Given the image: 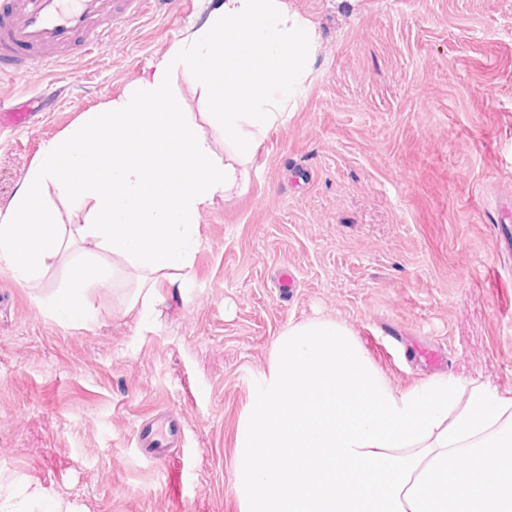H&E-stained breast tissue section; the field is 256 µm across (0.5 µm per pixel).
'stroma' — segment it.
Listing matches in <instances>:
<instances>
[{
    "label": "stroma",
    "mask_w": 512,
    "mask_h": 512,
    "mask_svg": "<svg viewBox=\"0 0 512 512\" xmlns=\"http://www.w3.org/2000/svg\"><path fill=\"white\" fill-rule=\"evenodd\" d=\"M224 0H147L110 44L0 80V99L60 92L54 111L0 132V211L40 147L159 60ZM321 45L297 108L244 191L200 218V244L156 315L105 290L85 328L0 271V472L79 512H239L234 436L288 321L345 323L400 388L445 373L512 396V0H287ZM296 277L279 294L281 269ZM165 409L182 476L139 454L135 426Z\"/></svg>",
    "instance_id": "35a3bbf8"
}]
</instances>
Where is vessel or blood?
I'll use <instances>...</instances> for the list:
<instances>
[{
	"instance_id": "1",
	"label": "vessel or blood",
	"mask_w": 512,
	"mask_h": 512,
	"mask_svg": "<svg viewBox=\"0 0 512 512\" xmlns=\"http://www.w3.org/2000/svg\"><path fill=\"white\" fill-rule=\"evenodd\" d=\"M143 0H0V78L24 72L35 61L105 47L114 25L138 12ZM29 109L11 108L0 99V129L29 123ZM180 422L162 413L141 420L136 441L152 464H166L167 450L183 442Z\"/></svg>"
}]
</instances>
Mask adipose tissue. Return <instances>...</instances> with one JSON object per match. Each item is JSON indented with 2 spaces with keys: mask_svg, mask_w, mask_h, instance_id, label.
Here are the masks:
<instances>
[{
  "mask_svg": "<svg viewBox=\"0 0 512 512\" xmlns=\"http://www.w3.org/2000/svg\"><path fill=\"white\" fill-rule=\"evenodd\" d=\"M320 41L317 24L286 0H224L62 140L41 147L0 214V267L30 286L65 259L62 287L38 298L64 326L92 323V300L119 263L130 270L126 313L154 311L162 286L192 268L201 214L242 190L269 135L295 110ZM178 75L208 111L185 110ZM52 194L87 203L85 222L61 224ZM0 512L78 510L39 482L0 474Z\"/></svg>",
  "mask_w": 512,
  "mask_h": 512,
  "instance_id": "adipose-tissue-1",
  "label": "adipose tissue"
}]
</instances>
